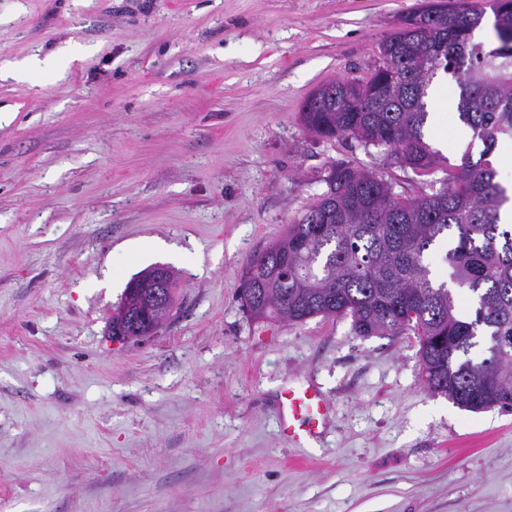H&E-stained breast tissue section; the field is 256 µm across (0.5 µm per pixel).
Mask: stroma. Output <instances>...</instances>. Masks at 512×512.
Wrapping results in <instances>:
<instances>
[{
    "label": "stroma",
    "mask_w": 512,
    "mask_h": 512,
    "mask_svg": "<svg viewBox=\"0 0 512 512\" xmlns=\"http://www.w3.org/2000/svg\"><path fill=\"white\" fill-rule=\"evenodd\" d=\"M419 0H0V512H512V410L431 392L411 336L257 321L242 269L344 162L320 84L368 78ZM437 73L426 141L480 152ZM170 267V317L119 341L127 283ZM328 399L279 429L286 384ZM329 405L313 383L288 385L279 402L280 429L288 442L301 445L319 437L328 421Z\"/></svg>",
    "instance_id": "35a3bbf8"
}]
</instances>
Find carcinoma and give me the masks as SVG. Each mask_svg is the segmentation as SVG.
<instances>
[{"mask_svg": "<svg viewBox=\"0 0 512 512\" xmlns=\"http://www.w3.org/2000/svg\"><path fill=\"white\" fill-rule=\"evenodd\" d=\"M423 10L442 16L402 18L380 43L370 77L321 85L336 98L326 105L308 97L301 119L322 139L351 138L395 154L419 177L438 169L444 177L410 196L349 164L332 166L314 203L244 268L246 307L256 319L348 317L357 336H413L432 392L468 411L512 409V224L500 223L508 197L490 160L512 135V0H491L494 54L473 41L484 11L452 0ZM439 70L459 81L460 119L482 144L476 160L468 152L450 166L425 141V97ZM349 83L372 91L375 111H361L344 92ZM447 238L443 260L450 281L475 299L470 315L431 269L430 255ZM143 285L124 292L112 333L131 329Z\"/></svg>", "mask_w": 512, "mask_h": 512, "instance_id": "1", "label": "carcinoma"}]
</instances>
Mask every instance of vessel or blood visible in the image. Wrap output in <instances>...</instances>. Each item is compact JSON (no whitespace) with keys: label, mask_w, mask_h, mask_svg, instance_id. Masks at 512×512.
Masks as SVG:
<instances>
[{"label":"vessel or blood","mask_w":512,"mask_h":512,"mask_svg":"<svg viewBox=\"0 0 512 512\" xmlns=\"http://www.w3.org/2000/svg\"><path fill=\"white\" fill-rule=\"evenodd\" d=\"M329 405L314 383L291 385L280 396V429L291 444L319 437L328 421Z\"/></svg>","instance_id":"vessel-or-blood-1"}]
</instances>
